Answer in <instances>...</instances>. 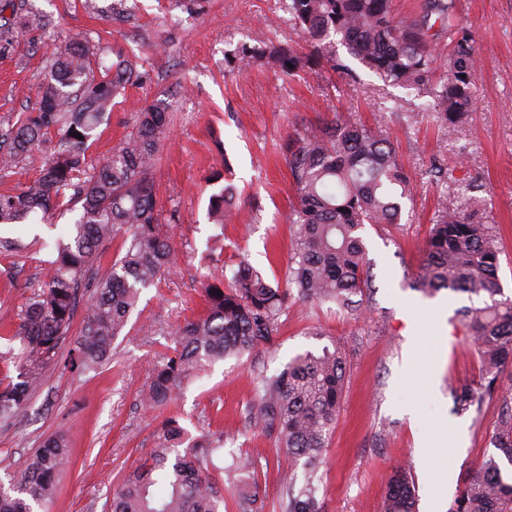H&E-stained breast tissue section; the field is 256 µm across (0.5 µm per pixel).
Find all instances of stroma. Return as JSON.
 <instances>
[{"mask_svg": "<svg viewBox=\"0 0 512 512\" xmlns=\"http://www.w3.org/2000/svg\"><path fill=\"white\" fill-rule=\"evenodd\" d=\"M475 39L481 71L474 112L449 136L433 117L406 122L418 99L411 89L384 85L349 59V73L306 66L294 75L259 61L235 66L242 46L257 41L295 44L286 0H25L43 23L0 35V124L34 111L54 49L85 39L104 61L122 54L136 65L89 150L93 164L135 132L137 114L163 99L169 125L155 176L162 223L173 227V257L157 285L144 289L112 356L98 371L81 373L71 331L62 354L28 400L21 417L0 422V478L19 471L52 435L69 440L71 465L55 498L36 512H111L114 490L140 464L166 418L146 407L148 372L168 351L170 333L199 310V276L215 265L248 258L271 282L286 285L293 254L288 215L294 190L283 145L294 130L341 115L387 126L398 160L413 182L397 224H367L361 235L372 275L363 315L336 304H296L275 349L260 345L215 363L179 393L180 423L190 437L224 428L218 467L233 455L254 461L253 483L269 506L284 507L291 473L275 438L254 429L259 376L278 373L297 354L337 347L346 367L336 429L325 451L320 512H380L393 466L409 465L418 512H451L464 479L484 454L512 390L485 396L479 410L456 412L451 388L477 383L480 362L459 310L467 296L448 290L429 298L411 287L446 185L435 165L455 178L480 177L490 196L481 221L495 225L501 247L499 279L512 296V0H457ZM227 169L238 191V223L209 220L215 191L209 175ZM77 211L59 207L49 219L0 225V238L19 240L0 253V380L15 379L8 339L29 297L39 290L46 262ZM223 236L224 249L207 253ZM152 335L139 334L143 323ZM323 327L320 336L313 327ZM460 441L447 468L424 461V445Z\"/></svg>", "mask_w": 512, "mask_h": 512, "instance_id": "35a3bbf8", "label": "stroma"}]
</instances>
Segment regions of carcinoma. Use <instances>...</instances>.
I'll return each instance as SVG.
<instances>
[{
	"instance_id": "obj_1",
	"label": "carcinoma",
	"mask_w": 512,
	"mask_h": 512,
	"mask_svg": "<svg viewBox=\"0 0 512 512\" xmlns=\"http://www.w3.org/2000/svg\"><path fill=\"white\" fill-rule=\"evenodd\" d=\"M290 20L309 47L246 46L240 60L258 58L274 71L292 75L302 65L350 72L336 56V44L384 83L413 89L419 112H431L451 135L473 111V88L480 61L471 34L460 22L456 0H423L420 12L399 16L394 0H289ZM448 41V55L438 50ZM36 111L0 128V171L33 157L34 147L51 132L59 135L53 156L41 161L30 185L0 192V224H16L39 210L79 207V217L56 242L46 280L19 317L17 381L0 389V420L24 412L30 393L57 363L62 341L83 307L77 360L96 371L111 355L112 342L127 324L141 290L156 283L170 264L171 231L160 220L154 169L167 133L168 106L158 101L139 113L135 132L108 160L94 168L73 197L65 191L89 169L88 151L118 90L133 73L128 61L105 65L90 42L67 45L50 60ZM83 136L79 140L75 135ZM286 161L295 191L289 216L294 252L288 287L281 289L247 260L230 270L204 275L202 314L186 318L171 332L174 347L150 369L144 403L169 412L154 447L130 472L112 498V512H219L224 480L214 463L224 447V429L189 439L172 411L178 389L205 367L277 342L282 316L297 303L331 302L351 312L361 309L372 288L360 231L366 224H397L400 200L412 185L399 164L387 131L336 115L288 136ZM474 179L464 203L438 204L414 288L433 294L443 289L490 302L460 310L481 361L476 387L451 390L455 409L478 406L484 394L504 384L512 364V298L503 297L498 279L499 248L492 224H480L475 210L486 199ZM237 191L223 186L209 201V219L219 225L237 217ZM128 233L122 256L97 276L99 247L120 230ZM345 362L338 349L322 348L293 358L278 374L260 379L254 427L280 441L293 469L285 512H319L323 453L340 411ZM494 452L478 462L463 482L452 512H512V481L501 461L512 464V410L500 414ZM64 434L49 438L26 461L9 485L0 483V512H33L57 491V476L68 466ZM240 512H266L258 492L238 497ZM383 512H416L410 471L394 469Z\"/></svg>"
}]
</instances>
